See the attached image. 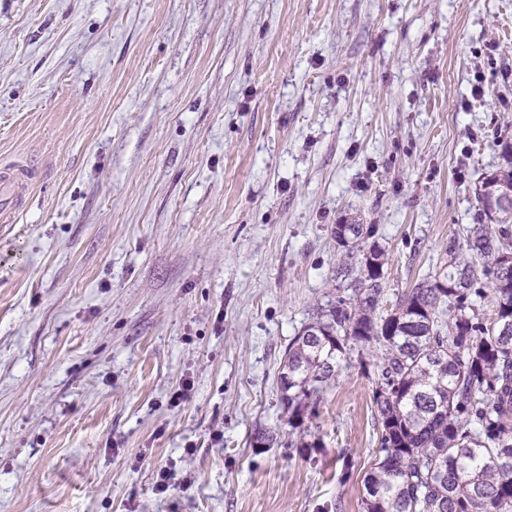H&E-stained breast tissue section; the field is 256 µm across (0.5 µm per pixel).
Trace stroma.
<instances>
[{"label": "stroma", "instance_id": "35a3bbf8", "mask_svg": "<svg viewBox=\"0 0 512 512\" xmlns=\"http://www.w3.org/2000/svg\"><path fill=\"white\" fill-rule=\"evenodd\" d=\"M510 143L512 0H0V512H361L379 351L280 405L331 228L393 307ZM29 170L3 166L0 171V224H14L28 192Z\"/></svg>", "mask_w": 512, "mask_h": 512}]
</instances>
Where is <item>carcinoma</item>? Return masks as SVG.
I'll return each mask as SVG.
<instances>
[{
  "label": "carcinoma",
  "instance_id": "cac0c4a2",
  "mask_svg": "<svg viewBox=\"0 0 512 512\" xmlns=\"http://www.w3.org/2000/svg\"><path fill=\"white\" fill-rule=\"evenodd\" d=\"M501 158L475 187L466 244L450 242L448 262L388 311L377 226L331 228L347 262L336 299L284 350L280 402L298 428L352 346L380 350V456L363 477V512H512V207L490 200L512 193V146Z\"/></svg>",
  "mask_w": 512,
  "mask_h": 512
}]
</instances>
